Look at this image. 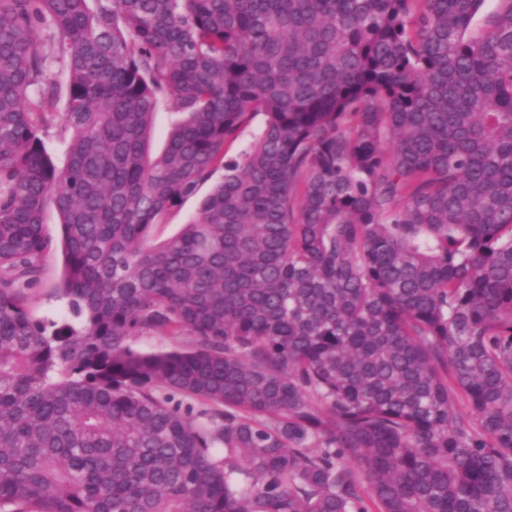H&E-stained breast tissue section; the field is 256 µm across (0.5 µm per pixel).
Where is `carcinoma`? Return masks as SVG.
Listing matches in <instances>:
<instances>
[{"instance_id":"obj_1","label":"carcinoma","mask_w":512,"mask_h":512,"mask_svg":"<svg viewBox=\"0 0 512 512\" xmlns=\"http://www.w3.org/2000/svg\"><path fill=\"white\" fill-rule=\"evenodd\" d=\"M483 2L0 0V512H512V0L474 39ZM49 200L61 324L29 305ZM158 116L156 121V127L153 135V149L159 151L163 148L166 143V136L171 122L176 119L177 112L174 105L170 102H163L160 104L158 109ZM223 174V171L216 173L212 181L205 184L195 196L186 199L180 206L173 208L172 211L166 215L163 223L157 228L155 233L157 239L161 240L166 238L175 232L180 224H185L190 217L196 215L202 197L207 194L214 182L222 179Z\"/></svg>"}]
</instances>
